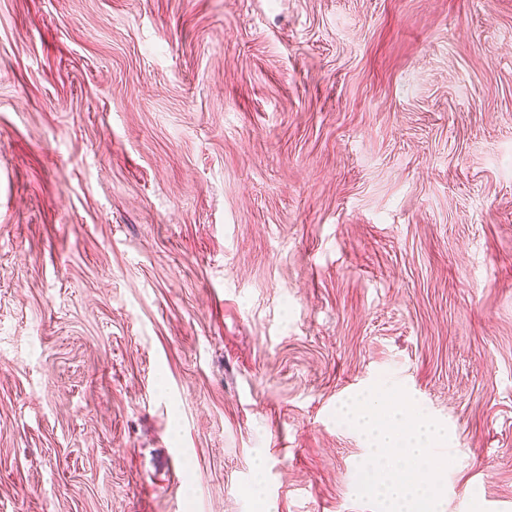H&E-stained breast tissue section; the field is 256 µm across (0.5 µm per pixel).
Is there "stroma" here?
<instances>
[{
    "instance_id": "obj_1",
    "label": "stroma",
    "mask_w": 512,
    "mask_h": 512,
    "mask_svg": "<svg viewBox=\"0 0 512 512\" xmlns=\"http://www.w3.org/2000/svg\"><path fill=\"white\" fill-rule=\"evenodd\" d=\"M381 391L512 512V0H0V512H382Z\"/></svg>"
}]
</instances>
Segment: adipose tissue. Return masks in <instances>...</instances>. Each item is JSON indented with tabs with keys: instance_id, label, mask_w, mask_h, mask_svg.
<instances>
[{
	"instance_id": "ef3b65f1",
	"label": "adipose tissue",
	"mask_w": 512,
	"mask_h": 512,
	"mask_svg": "<svg viewBox=\"0 0 512 512\" xmlns=\"http://www.w3.org/2000/svg\"><path fill=\"white\" fill-rule=\"evenodd\" d=\"M352 414L372 449L371 488L384 512H437V485L424 473L443 429L387 398L375 407L358 405Z\"/></svg>"
}]
</instances>
